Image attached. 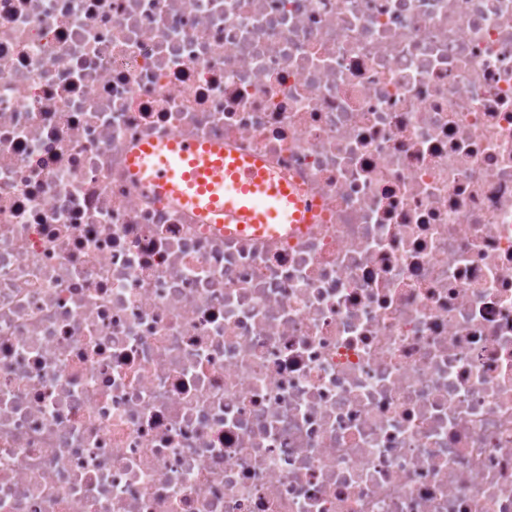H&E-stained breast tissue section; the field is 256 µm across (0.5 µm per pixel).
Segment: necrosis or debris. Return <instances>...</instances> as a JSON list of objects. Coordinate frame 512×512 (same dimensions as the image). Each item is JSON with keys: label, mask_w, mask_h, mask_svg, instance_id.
Segmentation results:
<instances>
[{"label": "necrosis or debris", "mask_w": 512, "mask_h": 512, "mask_svg": "<svg viewBox=\"0 0 512 512\" xmlns=\"http://www.w3.org/2000/svg\"><path fill=\"white\" fill-rule=\"evenodd\" d=\"M0 512H512V0H0ZM131 170L149 190L205 219L239 232L277 238L309 224L311 205L254 157L180 138L140 147Z\"/></svg>", "instance_id": "4bbe7bcc"}]
</instances>
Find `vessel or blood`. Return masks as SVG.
<instances>
[{
  "mask_svg": "<svg viewBox=\"0 0 512 512\" xmlns=\"http://www.w3.org/2000/svg\"><path fill=\"white\" fill-rule=\"evenodd\" d=\"M131 169L147 189L220 227L276 238L310 218V203L284 178L217 145L155 141L135 152Z\"/></svg>",
  "mask_w": 512,
  "mask_h": 512,
  "instance_id": "b4317fda",
  "label": "vessel or blood"
}]
</instances>
